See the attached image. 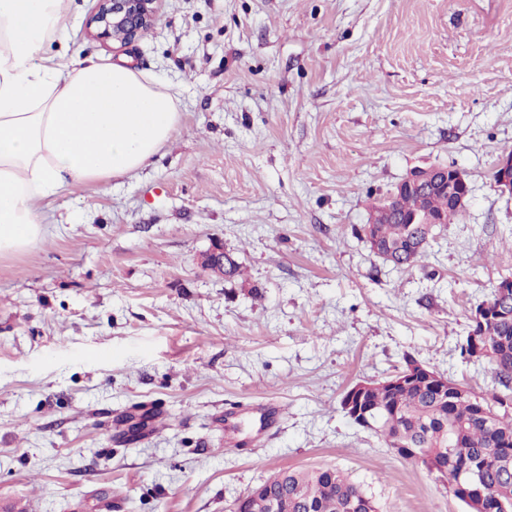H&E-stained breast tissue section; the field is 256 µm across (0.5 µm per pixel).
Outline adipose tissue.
Wrapping results in <instances>:
<instances>
[{
    "label": "adipose tissue",
    "instance_id": "adipose-tissue-1",
    "mask_svg": "<svg viewBox=\"0 0 512 512\" xmlns=\"http://www.w3.org/2000/svg\"><path fill=\"white\" fill-rule=\"evenodd\" d=\"M72 21V0H0V256L43 237L70 185L148 167L181 120L157 78L69 54Z\"/></svg>",
    "mask_w": 512,
    "mask_h": 512
}]
</instances>
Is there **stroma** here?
<instances>
[{
  "label": "stroma",
  "mask_w": 512,
  "mask_h": 512,
  "mask_svg": "<svg viewBox=\"0 0 512 512\" xmlns=\"http://www.w3.org/2000/svg\"><path fill=\"white\" fill-rule=\"evenodd\" d=\"M181 121L131 178L74 184L0 257V512H230L278 469L332 467L384 512H465L355 426L344 391L413 359L477 393L459 345L512 277V0H164L122 48ZM468 206L417 266L363 236L418 168ZM221 243L227 281L202 260ZM496 175V176H495ZM495 184L502 193L512 195V153L501 156L493 173Z\"/></svg>",
  "instance_id": "stroma-1"
}]
</instances>
